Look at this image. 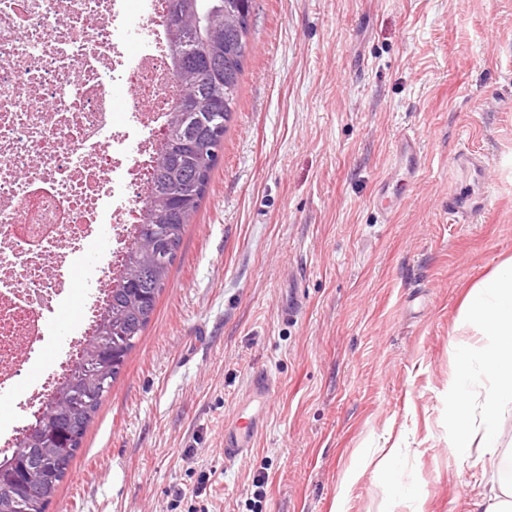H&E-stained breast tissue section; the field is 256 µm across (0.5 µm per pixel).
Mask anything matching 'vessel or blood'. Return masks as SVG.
<instances>
[{
	"label": "vessel or blood",
	"instance_id": "vessel-or-blood-1",
	"mask_svg": "<svg viewBox=\"0 0 512 512\" xmlns=\"http://www.w3.org/2000/svg\"><path fill=\"white\" fill-rule=\"evenodd\" d=\"M424 157L419 135L407 129L398 136L389 158L386 177L380 182L376 202L381 210H389L400 202L423 171ZM249 394L257 404H264L275 392V384L267 371H254L248 381ZM258 412L238 411L230 426L224 429V457L233 459L247 453L257 431Z\"/></svg>",
	"mask_w": 512,
	"mask_h": 512
}]
</instances>
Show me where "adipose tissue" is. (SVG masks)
<instances>
[{
    "label": "adipose tissue",
    "instance_id": "1",
    "mask_svg": "<svg viewBox=\"0 0 512 512\" xmlns=\"http://www.w3.org/2000/svg\"><path fill=\"white\" fill-rule=\"evenodd\" d=\"M458 324L483 336V366L494 386L484 401L482 433L474 435L469 405L460 394L471 363L468 356L460 357L455 381L448 389L452 424L448 445L467 448L476 442L492 450L499 440L498 414L512 403V256L473 288L462 305Z\"/></svg>",
    "mask_w": 512,
    "mask_h": 512
}]
</instances>
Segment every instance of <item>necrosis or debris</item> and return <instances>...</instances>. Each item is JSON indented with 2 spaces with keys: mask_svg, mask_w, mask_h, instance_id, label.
Here are the masks:
<instances>
[{
  "mask_svg": "<svg viewBox=\"0 0 512 512\" xmlns=\"http://www.w3.org/2000/svg\"><path fill=\"white\" fill-rule=\"evenodd\" d=\"M170 0H0V385L83 287L95 313L128 245L176 78ZM131 98L118 123L113 91ZM109 225L106 266L73 267Z\"/></svg>",
  "mask_w": 512,
  "mask_h": 512,
  "instance_id": "4bbe7bcc",
  "label": "necrosis or debris"
}]
</instances>
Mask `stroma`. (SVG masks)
<instances>
[{"label": "stroma", "mask_w": 512, "mask_h": 512, "mask_svg": "<svg viewBox=\"0 0 512 512\" xmlns=\"http://www.w3.org/2000/svg\"><path fill=\"white\" fill-rule=\"evenodd\" d=\"M250 24L205 197L46 512H481L488 480L512 482V408L495 454L452 449L448 387L464 353L466 400L491 385L455 326L512 256V0H255ZM408 126L426 171L387 220L376 189ZM462 153L481 178L453 170ZM83 303L47 312L42 374ZM257 368L275 394L228 461Z\"/></svg>", "instance_id": "obj_1"}]
</instances>
